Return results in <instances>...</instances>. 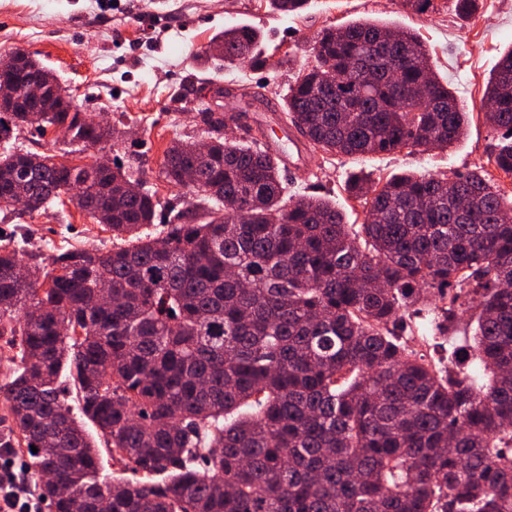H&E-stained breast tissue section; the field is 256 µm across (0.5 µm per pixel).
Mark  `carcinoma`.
Wrapping results in <instances>:
<instances>
[{"instance_id": "cac0c4a2", "label": "carcinoma", "mask_w": 512, "mask_h": 512, "mask_svg": "<svg viewBox=\"0 0 512 512\" xmlns=\"http://www.w3.org/2000/svg\"><path fill=\"white\" fill-rule=\"evenodd\" d=\"M306 2L269 5L289 14ZM389 30L351 22L317 37L316 65L285 104L314 148L365 157L445 150L463 136L466 113L423 43L400 31L380 44ZM258 39L226 28L203 53L221 44L231 63ZM13 57L58 83L38 60ZM423 83L432 110L407 97ZM484 95L495 164L512 176V48ZM205 123L207 150L179 140L165 151L166 180L193 202L155 236L141 228L160 200L121 168L0 153V201L24 199L32 214L74 185L77 206L112 232L108 250L49 262L0 245V337L15 350L0 403L51 512L72 509L46 470L81 512H102L105 497L107 512H512V220L499 187L479 168L454 174L460 210L439 175L381 186L355 176L346 191L365 205L355 231L328 199L288 196L278 161L226 137L224 114ZM24 125L64 126L84 145L112 138L108 124L19 99L0 111V140ZM474 307V335L448 364L406 348L412 316L433 312L444 340ZM71 392L141 479L99 477Z\"/></svg>"}]
</instances>
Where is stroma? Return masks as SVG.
<instances>
[{
  "label": "stroma",
  "instance_id": "obj_1",
  "mask_svg": "<svg viewBox=\"0 0 512 512\" xmlns=\"http://www.w3.org/2000/svg\"><path fill=\"white\" fill-rule=\"evenodd\" d=\"M455 2L432 0L417 13L401 0H309L286 15L268 0H0V57L32 54L54 71L80 111L112 127L111 141L96 146L70 143L51 127L27 126L14 129L8 144L57 162L121 164L157 193L163 210H180L190 196L166 181L164 153L175 140L208 139L202 114L211 110L233 116L237 140L257 148L278 140L283 157L300 147L295 169L282 172L288 193L328 197L351 224H362L364 206L348 197L344 184L359 174L382 183L404 171L449 177L480 167L511 199L512 177L495 165L498 134L484 120L482 99L499 56L512 48V0H478L471 15ZM364 18L410 29L425 43L434 72L467 114L465 136L448 150L334 155L312 147L284 121L290 87L316 63L318 34ZM232 25L259 31L262 63L223 67L205 55L212 38ZM0 239L45 259L72 247L112 244L111 233L67 193L40 213L0 211Z\"/></svg>",
  "mask_w": 512,
  "mask_h": 512
}]
</instances>
